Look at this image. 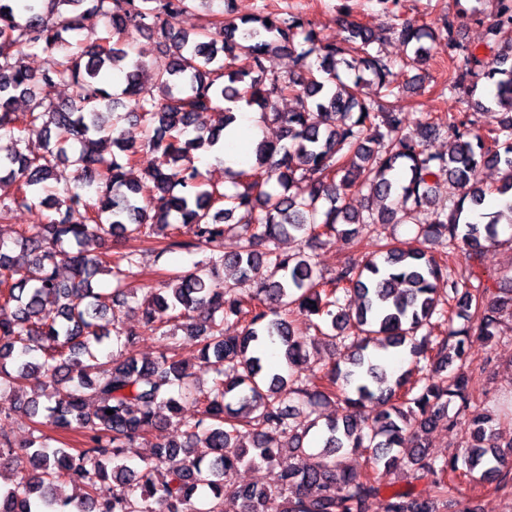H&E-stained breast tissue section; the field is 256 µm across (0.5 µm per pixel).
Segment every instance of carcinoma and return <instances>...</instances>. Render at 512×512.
I'll return each mask as SVG.
<instances>
[{"mask_svg": "<svg viewBox=\"0 0 512 512\" xmlns=\"http://www.w3.org/2000/svg\"><path fill=\"white\" fill-rule=\"evenodd\" d=\"M192 0H29L19 10L0 0V180L16 185L12 204L36 211L37 222L8 245L0 240V389L23 401L29 413L63 432H78L84 446H56L39 435L17 448L0 436V468L23 470L13 487L0 488V512H224L227 499L241 512H476L464 506L460 480L485 483L512 497V437L503 440L487 402L473 401L466 340L475 331L486 342L499 338L504 315L512 316V276L504 286L478 284L487 246L498 242L501 220L512 226V203L482 213L493 195L512 198V37L494 41L492 61L456 38V20L445 18L434 33L410 19L394 27L410 51L400 67L426 63L425 40L446 41L466 56L465 68L448 78V89L473 95L484 80L492 94L475 101L476 112L448 122L425 116L416 132L394 99L397 72L377 44L381 37L339 18L347 36L321 40L315 25L298 15L267 13L237 19L221 10L197 33L175 29L169 18ZM103 13L112 37L73 43L81 29L78 7ZM489 30L512 33V0H496ZM148 32L169 55L163 69L145 74L130 58L136 36ZM38 48L47 65L30 72L24 50ZM278 52L293 59L282 75L269 66ZM245 63L237 64L239 57ZM125 65L126 100L112 94L109 71ZM355 73L349 81L339 66ZM383 90L363 96L364 72ZM72 88L69 104L39 101L26 112L21 97L37 98L58 84ZM257 107L282 132L263 140L257 162L235 173L233 189L210 184L192 152L222 143L221 127L207 116L223 103ZM145 128L138 139L122 122ZM447 127L446 155L427 143ZM54 142L41 155L17 145L32 135ZM77 144L75 186L48 194L66 145ZM158 154L159 164L136 173L139 152ZM500 171V184L485 188L479 172ZM463 190L451 206L433 210L437 182ZM366 193L363 213L342 200ZM83 210L81 219L69 213ZM379 224H413L409 242L388 241ZM232 231L239 250L224 254ZM344 234L362 250L329 277L305 248L323 236ZM293 238L303 248L282 254L272 245ZM160 243L156 257L179 249L210 250L190 272H174L161 287H126L139 250L112 259L86 249L91 239ZM440 242L436 255L416 245ZM69 251L71 276L56 272L58 254ZM462 252L466 271L453 269ZM268 279L248 290L224 287L220 271L236 283L255 281L261 265ZM109 272L116 284L101 293L93 277ZM135 309L141 328L117 322ZM170 310L167 322L158 311ZM330 317L331 341L345 342L347 366L335 363L302 377L315 339L300 335L305 316ZM463 320L459 327L455 319ZM233 320L239 329L225 327ZM112 329H107V325ZM156 335L163 351L141 361L134 349L140 330ZM199 342V358L212 366V386L195 387L188 365L171 354L177 331ZM117 352L104 353L105 342ZM410 357L413 368L396 375L388 356ZM459 369L446 378L448 361ZM40 373L39 391L26 395L28 377ZM191 398L200 417L181 416ZM337 401L339 417L320 423L317 408ZM374 405L377 411L368 409ZM457 406L449 413L450 406ZM113 410L109 415L106 410ZM176 421L180 438L159 435ZM444 421L464 425L459 448L441 463L428 458L423 436ZM320 438L313 462L299 467L310 431ZM151 443L152 461L140 472L126 465L128 449ZM368 454L399 472L405 487L388 489L369 473L353 471L347 450ZM261 460L278 467L268 486H234L224 475ZM424 481L422 496L414 483ZM73 484L79 493L57 489Z\"/></svg>", "mask_w": 512, "mask_h": 512, "instance_id": "cac0c4a2", "label": "carcinoma"}]
</instances>
